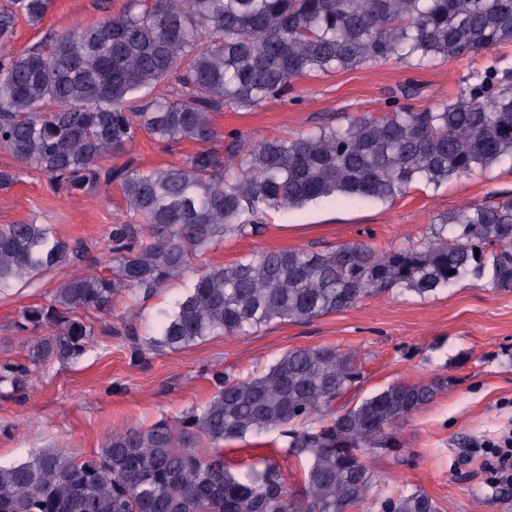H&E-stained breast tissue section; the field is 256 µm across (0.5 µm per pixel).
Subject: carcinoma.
Returning <instances> with one entry per match:
<instances>
[{"label": "carcinoma", "instance_id": "cac0c4a2", "mask_svg": "<svg viewBox=\"0 0 512 512\" xmlns=\"http://www.w3.org/2000/svg\"><path fill=\"white\" fill-rule=\"evenodd\" d=\"M51 4L0 8V150L67 191L115 183L126 213L107 232L110 275L78 270L48 303L20 311L33 367L88 350L94 329L81 312L110 315L125 296L153 295L224 238L260 232L271 210L388 201L417 182L512 166V68L494 55L512 45V0H126L91 26L48 31L26 53L7 50L17 23L39 25ZM469 53L492 57L451 102L254 144L231 134L165 169L103 166L140 130L165 143L214 141L213 113L257 108L304 76ZM82 257L46 224L0 227V286ZM466 278L512 291V197L463 205L423 237L380 252L347 242L205 266L152 343L178 350L383 294L426 299ZM27 375L1 364L0 388L14 395ZM213 378L204 403L147 429L116 430L90 455L43 448L0 465V512H441L420 488L384 490L363 454L400 452V425L447 380L395 382L345 402L364 385L360 356L329 347L291 349L259 375ZM275 431L283 445L261 467L226 463L224 443ZM287 460L302 475L292 485Z\"/></svg>", "mask_w": 512, "mask_h": 512}]
</instances>
